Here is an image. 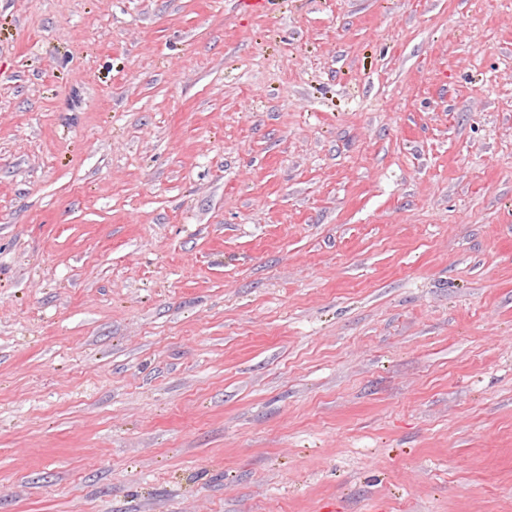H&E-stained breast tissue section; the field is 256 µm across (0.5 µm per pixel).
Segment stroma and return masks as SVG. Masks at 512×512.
Listing matches in <instances>:
<instances>
[{"mask_svg":"<svg viewBox=\"0 0 512 512\" xmlns=\"http://www.w3.org/2000/svg\"><path fill=\"white\" fill-rule=\"evenodd\" d=\"M0 512H512V0H0Z\"/></svg>","mask_w":512,"mask_h":512,"instance_id":"stroma-1","label":"stroma"}]
</instances>
